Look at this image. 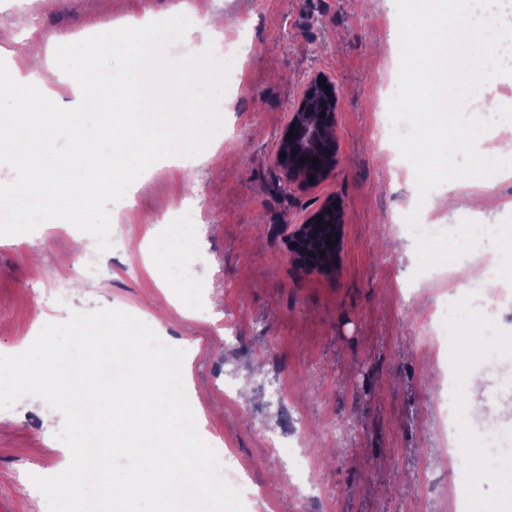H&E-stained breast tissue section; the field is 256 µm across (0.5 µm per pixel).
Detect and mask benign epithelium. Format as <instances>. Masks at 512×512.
Returning a JSON list of instances; mask_svg holds the SVG:
<instances>
[{
    "label": "benign epithelium",
    "instance_id": "7a95c632",
    "mask_svg": "<svg viewBox=\"0 0 512 512\" xmlns=\"http://www.w3.org/2000/svg\"><path fill=\"white\" fill-rule=\"evenodd\" d=\"M330 92H325V87ZM336 88L330 82L319 83V78H313L299 96L287 129L280 137L278 152L285 157L277 158L278 164L289 179L298 175L297 162L305 158L309 161L318 159L320 165L309 169V175L314 181H319L335 165L336 162ZM293 133L291 138L286 134ZM334 199H326L318 208L310 212L304 221L298 225L290 236L289 241L297 244L291 249L295 260L311 269L332 273L336 270L341 242H331L325 250V255H310L313 249L312 237L317 230L316 216H321L322 227L327 229L330 238L343 234L342 209L334 208Z\"/></svg>",
    "mask_w": 512,
    "mask_h": 512
}]
</instances>
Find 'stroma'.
Wrapping results in <instances>:
<instances>
[{
	"label": "stroma",
	"instance_id": "1",
	"mask_svg": "<svg viewBox=\"0 0 512 512\" xmlns=\"http://www.w3.org/2000/svg\"><path fill=\"white\" fill-rule=\"evenodd\" d=\"M224 17V42L238 31L252 43L239 93L221 114L224 142L181 168L152 165L138 196L109 208L115 253L104 255L86 295L87 250L74 225L51 220L0 236V350L35 340L71 312L117 309L151 323L162 296L161 270L128 264L155 236L175 250L182 226L165 218L178 205L202 209V249L193 290L211 302L209 317L182 310L164 337L191 361L187 397L203 410L222 467L248 466L268 500L246 512H307L265 432H287L301 414L317 479L336 497L335 512H445L418 484L439 455L432 397L437 370L417 343L435 287L411 296L423 275L417 248L401 228L416 209L414 175L392 169L390 147L375 129L382 85L399 48L394 0H211ZM184 0H0V48L32 54L44 86L63 72L57 46L87 38L120 16L162 21ZM324 76L337 90V162L320 182L285 179L280 136L304 86ZM344 218L334 273L301 266L288 249L293 225L327 197ZM239 389L228 402L219 390ZM293 385L285 407L263 404L259 389ZM0 425V512H47L23 477L54 467L63 427L47 403L17 400Z\"/></svg>",
	"mask_w": 512,
	"mask_h": 512
}]
</instances>
